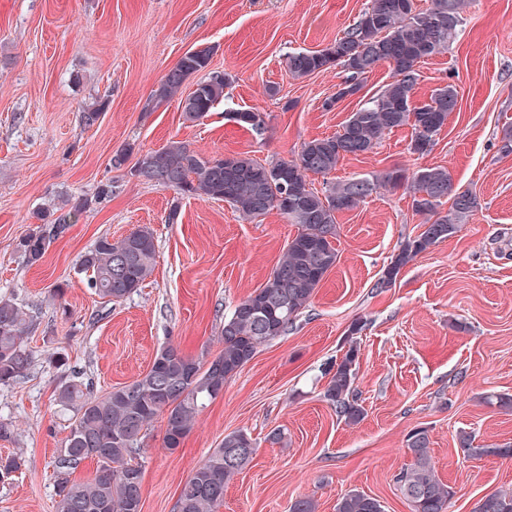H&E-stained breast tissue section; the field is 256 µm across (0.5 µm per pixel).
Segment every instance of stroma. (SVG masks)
Returning a JSON list of instances; mask_svg holds the SVG:
<instances>
[{"mask_svg": "<svg viewBox=\"0 0 512 512\" xmlns=\"http://www.w3.org/2000/svg\"><path fill=\"white\" fill-rule=\"evenodd\" d=\"M367 3L0 0V298L30 315L24 343L33 354L26 375L0 385V421L15 428L13 439H0V454L25 460L0 483V512H55V460L73 421L55 393L71 373H83L101 394L138 379L166 344L214 357L225 315L266 280L298 232L274 211L247 222L226 202L178 198L132 178L129 167L173 141L207 156L271 161L336 134L389 81L388 64L329 109L346 71L295 79L285 56L326 47ZM463 18L458 42L420 65L417 99L447 83L459 96L433 148L411 153V129L400 127L372 153L340 161L331 177L444 166L455 189L476 195L477 210L388 288L379 279L424 222L409 194L380 190L338 214V262L293 328L225 383L180 448H165L164 423H153L140 457L142 512H177L180 484L239 429L250 433L255 453L226 486L219 512H290L304 496L317 512H336L352 490L378 498L385 512H411L395 476L411 461L406 439L417 428L428 430L437 474L455 491L446 512H472L484 495L512 489L511 459H467L457 445L462 432L480 446L512 444V412L486 402L512 396V150L501 142L512 124V0H468ZM206 46L212 68L231 79L223 101L196 121L175 98L145 111L168 69ZM100 102L99 121L84 125L83 110ZM251 108L266 113L264 134L227 118ZM127 145L126 167H111ZM107 182L114 195L95 202ZM86 198L90 207L39 263L26 265L17 244L36 212ZM143 227L156 243L151 275L126 300L102 303L78 271L80 256L99 237ZM353 341L366 415L349 425L323 391ZM59 356L65 366L56 365ZM277 428L285 443L269 441Z\"/></svg>", "mask_w": 512, "mask_h": 512, "instance_id": "35a3bbf8", "label": "stroma"}]
</instances>
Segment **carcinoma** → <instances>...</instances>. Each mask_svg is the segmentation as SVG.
I'll list each match as a JSON object with an SVG mask.
<instances>
[{
    "label": "carcinoma",
    "mask_w": 512,
    "mask_h": 512,
    "mask_svg": "<svg viewBox=\"0 0 512 512\" xmlns=\"http://www.w3.org/2000/svg\"><path fill=\"white\" fill-rule=\"evenodd\" d=\"M464 0H429L421 8L416 0H369L367 8L337 38L318 51L287 54L286 66L295 78L342 65L347 71L337 95L356 94L364 76L381 63L389 64L391 80L361 104L332 136L311 139L291 159L261 162L247 154L205 156L173 141L144 155L153 159L145 171L149 181L173 189L181 197L223 200L239 218L254 221L277 211L298 233L290 241L265 283L241 299L224 317L223 346L210 361L184 354L173 345L160 348L151 367L133 383L93 396L74 376L56 390V401L74 410V421L57 461L56 512H141L142 468L138 459L145 431L154 420L165 422L164 446H181L193 429L196 416L224 392V384L253 358L257 349L282 336L309 306L312 297L336 266L339 234L336 216L357 208L377 190L402 189L412 198L414 211L425 216L421 233L405 240L379 281L394 283L400 270L415 257L458 233L478 207L470 191L452 192L448 168H422L407 174L402 168L372 171L361 176L314 187L312 177L329 175L341 160L373 151L382 137L395 128H411L410 150L423 154L422 141L436 138L457 110L456 88L448 83L436 88L426 101L415 98L420 79L418 64L446 52L456 42L463 23ZM212 49L185 53L164 75L144 106L151 112L162 102L181 97L185 118L195 121L224 99L230 81L224 73L209 70ZM207 76L184 93L190 76ZM453 195L448 211L443 199ZM88 206L74 203L57 217L47 209L36 213L42 224L20 240L18 251L26 264L39 263L51 242ZM156 245L152 232L139 229L113 240L100 237L81 255L79 271L107 302H119L137 292L151 275ZM29 317L13 300L0 298V384L22 377L31 364L23 337ZM358 347L349 346L329 371L323 397L338 418L349 425L364 419L365 410L355 393ZM463 433L458 445L467 458H512V445H473ZM411 463L396 475V483L412 512H446L452 487L436 474L425 429L407 438ZM255 442L245 430L224 435L219 446L182 484L178 512H218L224 488L252 460ZM87 459L96 461L93 478L71 479L72 470ZM22 455L0 456V481L21 470ZM336 512H384L380 500L352 491L336 503ZM473 512H512V490L483 496Z\"/></svg>",
    "instance_id": "carcinoma-1"
}]
</instances>
